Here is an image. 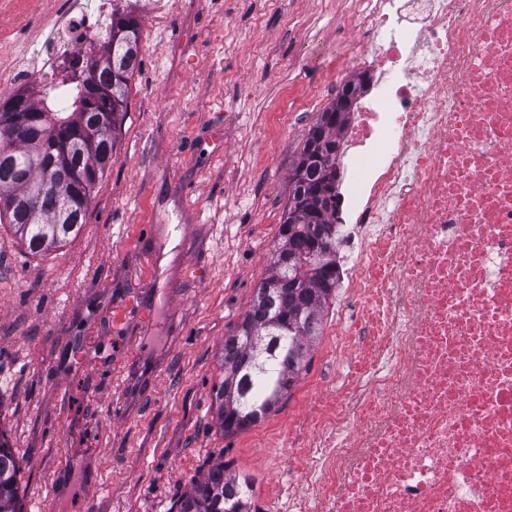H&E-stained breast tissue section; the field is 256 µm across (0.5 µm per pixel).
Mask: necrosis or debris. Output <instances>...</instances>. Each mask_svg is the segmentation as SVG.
I'll return each mask as SVG.
<instances>
[{
	"label": "necrosis or debris",
	"mask_w": 512,
	"mask_h": 512,
	"mask_svg": "<svg viewBox=\"0 0 512 512\" xmlns=\"http://www.w3.org/2000/svg\"><path fill=\"white\" fill-rule=\"evenodd\" d=\"M129 0H71L7 36L10 86L62 94ZM376 91L343 135L338 240L376 306L359 433L307 456L322 512H512V0H377L354 25Z\"/></svg>",
	"instance_id": "1"
}]
</instances>
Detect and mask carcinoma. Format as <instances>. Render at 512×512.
Instances as JSON below:
<instances>
[{"label":"carcinoma","instance_id":"cac0c4a2","mask_svg":"<svg viewBox=\"0 0 512 512\" xmlns=\"http://www.w3.org/2000/svg\"><path fill=\"white\" fill-rule=\"evenodd\" d=\"M139 22L132 13L112 15V26L98 52L76 61L80 81L69 107L23 92L0 105V222L5 220L27 249L41 253L65 242L84 224L95 185L112 160V132L139 66ZM321 112L310 134L318 133L336 175L337 132L344 123ZM302 184L291 186L288 214L280 226L281 244L272 257L273 273L263 279L235 331L224 337V380L216 393L217 423L226 436L255 425L287 396L306 367L319 336L323 313L339 281L336 262V207L316 209L306 195L326 176L298 160ZM326 228V240H319ZM276 319L282 330L268 329ZM269 337L258 357L245 336ZM19 465L0 443V512H22ZM253 485L220 462L190 479L177 512H252Z\"/></svg>","mask_w":512,"mask_h":512}]
</instances>
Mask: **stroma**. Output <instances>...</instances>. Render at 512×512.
<instances>
[{"label":"stroma","instance_id":"stroma-1","mask_svg":"<svg viewBox=\"0 0 512 512\" xmlns=\"http://www.w3.org/2000/svg\"><path fill=\"white\" fill-rule=\"evenodd\" d=\"M364 0H174L133 12L142 64L79 233L41 255L0 224V442L24 512H172L230 463L254 512H290L300 453L350 442L332 418L378 338L327 306L296 386L233 436L221 348L248 310L310 129L353 76Z\"/></svg>","mask_w":512,"mask_h":512}]
</instances>
